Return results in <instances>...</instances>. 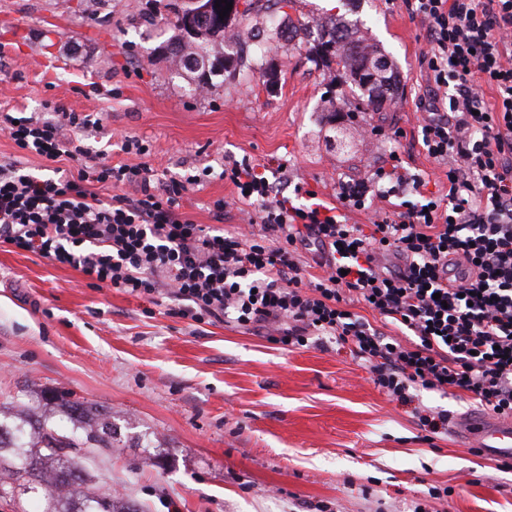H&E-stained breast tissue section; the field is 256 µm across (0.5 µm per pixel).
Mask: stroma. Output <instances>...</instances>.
Wrapping results in <instances>:
<instances>
[{
  "label": "stroma",
  "mask_w": 512,
  "mask_h": 512,
  "mask_svg": "<svg viewBox=\"0 0 512 512\" xmlns=\"http://www.w3.org/2000/svg\"><path fill=\"white\" fill-rule=\"evenodd\" d=\"M171 0H0V99L94 112L96 142L127 161L125 137L169 176L247 155L288 165L295 186L335 203L399 154L437 187L445 165L417 142L414 102L425 29L401 0H279L278 19H340L388 56L399 90L373 111L342 67L310 62L316 31L243 54L195 92L164 47ZM375 126L365 135L361 122ZM405 135L392 137L394 129ZM240 222L223 180L188 188L182 210ZM42 388L111 410L112 452L88 463L99 491L131 512H512V471L474 455L456 431L425 441L408 408L372 381L349 348L288 350L229 323L189 325L74 268L0 245V405ZM451 496L431 498L434 487Z\"/></svg>",
  "instance_id": "stroma-1"
}]
</instances>
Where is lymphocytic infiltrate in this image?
<instances>
[{
	"label": "lymphocytic infiltrate",
	"instance_id": "1",
	"mask_svg": "<svg viewBox=\"0 0 512 512\" xmlns=\"http://www.w3.org/2000/svg\"><path fill=\"white\" fill-rule=\"evenodd\" d=\"M402 5L426 25L419 64L431 91L416 103L417 138L446 164L447 193L430 190L395 154L390 169L341 183L339 206L312 190L298 203L246 156L225 157L218 171L159 177L134 137L122 144L132 162L93 160L85 133L98 127L95 114L7 111L0 133L54 167L36 176L0 162V244L167 304L194 326L225 321L288 348L350 346L374 384L410 407L426 440L447 433L448 413L415 404L420 387L465 393L512 419V0ZM489 88L497 104L487 103ZM216 175L247 204L248 231L220 227L221 199L215 225L182 212L188 187ZM364 210L368 223H350L349 213ZM311 245L321 255L312 276L302 258ZM390 255L396 265L386 264ZM356 303L394 334L353 312ZM405 331L413 342H403Z\"/></svg>",
	"mask_w": 512,
	"mask_h": 512
}]
</instances>
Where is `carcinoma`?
I'll return each instance as SVG.
<instances>
[{"label":"carcinoma","mask_w":512,"mask_h":512,"mask_svg":"<svg viewBox=\"0 0 512 512\" xmlns=\"http://www.w3.org/2000/svg\"><path fill=\"white\" fill-rule=\"evenodd\" d=\"M182 8L173 9V26L180 31L171 56L190 71H196L198 59L209 52L226 47V26H204L199 33L183 39ZM323 57L321 62H332L348 69L358 87L368 88L369 99L381 108L384 92L393 82V73L379 74L373 81L359 77L364 65L386 59L375 44H365L357 32L343 22H334L321 28L317 39ZM66 413L73 428L64 432L55 422L38 418L30 420L18 416L9 419L0 416V498H40L46 507L42 512H132L116 507L112 496L98 494L87 487V472L82 466L89 453L112 448L110 411L85 402L69 401Z\"/></svg>","instance_id":"obj_1"}]
</instances>
